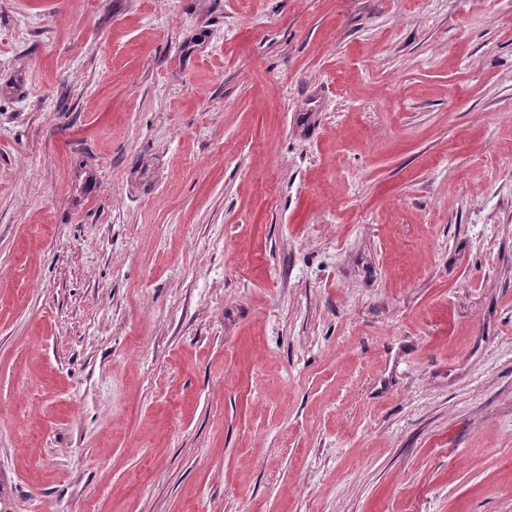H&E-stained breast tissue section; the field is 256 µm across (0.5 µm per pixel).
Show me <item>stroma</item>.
Instances as JSON below:
<instances>
[{"label": "stroma", "instance_id": "obj_1", "mask_svg": "<svg viewBox=\"0 0 512 512\" xmlns=\"http://www.w3.org/2000/svg\"><path fill=\"white\" fill-rule=\"evenodd\" d=\"M11 512H512V0H0Z\"/></svg>", "mask_w": 512, "mask_h": 512}]
</instances>
